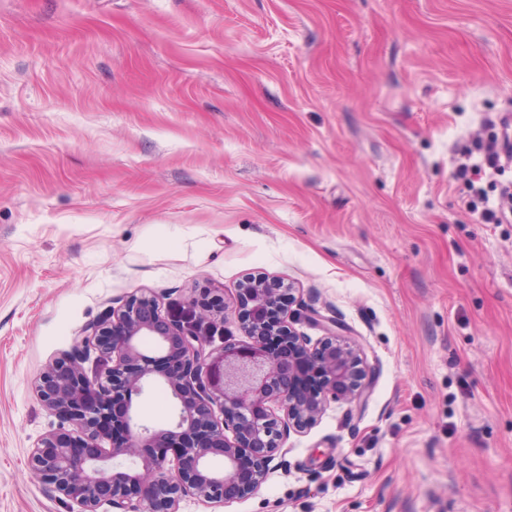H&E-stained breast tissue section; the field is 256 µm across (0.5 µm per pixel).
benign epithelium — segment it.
I'll return each instance as SVG.
<instances>
[{
  "mask_svg": "<svg viewBox=\"0 0 512 512\" xmlns=\"http://www.w3.org/2000/svg\"><path fill=\"white\" fill-rule=\"evenodd\" d=\"M291 286L259 274L237 289L233 306L248 341L207 348L224 325V295L200 289L190 318L162 313L157 299L132 294L85 325L70 353L35 382L43 406L72 424L41 439L30 464L77 512H178L191 493L213 503L256 494L287 433L314 427L327 404L364 398L363 359L321 324L311 344L293 326ZM279 340L272 350L267 339ZM149 338L154 348L145 349ZM96 354V370L84 367ZM154 385L176 400L169 424L145 422L137 401ZM123 428L111 439L108 415ZM222 458L224 467L211 459Z\"/></svg>",
  "mask_w": 512,
  "mask_h": 512,
  "instance_id": "benign-epithelium-1",
  "label": "benign epithelium"
}]
</instances>
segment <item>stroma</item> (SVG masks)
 Returning <instances> with one entry per match:
<instances>
[{
  "label": "stroma",
  "instance_id": "1",
  "mask_svg": "<svg viewBox=\"0 0 512 512\" xmlns=\"http://www.w3.org/2000/svg\"><path fill=\"white\" fill-rule=\"evenodd\" d=\"M504 118L512 0H0V512H73L28 455L86 324L260 272L367 398L178 512H512V223L454 176Z\"/></svg>",
  "mask_w": 512,
  "mask_h": 512
}]
</instances>
